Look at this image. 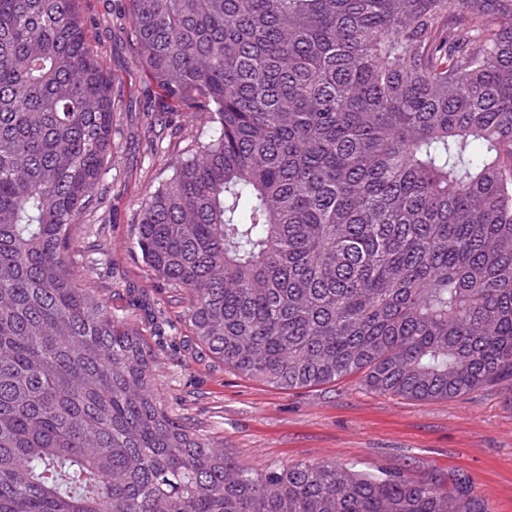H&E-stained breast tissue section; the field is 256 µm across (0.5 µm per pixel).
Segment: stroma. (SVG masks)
Masks as SVG:
<instances>
[{
	"instance_id": "1",
	"label": "stroma",
	"mask_w": 512,
	"mask_h": 512,
	"mask_svg": "<svg viewBox=\"0 0 512 512\" xmlns=\"http://www.w3.org/2000/svg\"><path fill=\"white\" fill-rule=\"evenodd\" d=\"M88 36L102 46L126 109L115 117L102 204L82 215L75 246L97 262L91 286L114 308H127L131 292L148 295L152 307L138 319L160 356L154 373L172 415L190 418L246 468L319 462L376 475L462 476L489 512H512L511 391L487 386L457 399L419 402L369 391L356 376L285 391L235 373L198 344L186 304L145 267L132 222L141 202L171 175L189 139L201 132L202 118L171 113L162 150L150 153L141 104L148 82L129 39L97 25Z\"/></svg>"
}]
</instances>
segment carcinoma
Instances as JSON below:
<instances>
[{"instance_id":"carcinoma-1","label":"carcinoma","mask_w":512,"mask_h":512,"mask_svg":"<svg viewBox=\"0 0 512 512\" xmlns=\"http://www.w3.org/2000/svg\"><path fill=\"white\" fill-rule=\"evenodd\" d=\"M83 0H0V512H488L470 482L249 469L173 418L131 308L73 272L118 102ZM209 134L135 243L192 332L287 390L512 391V0H125ZM165 103L147 113L161 147Z\"/></svg>"}]
</instances>
